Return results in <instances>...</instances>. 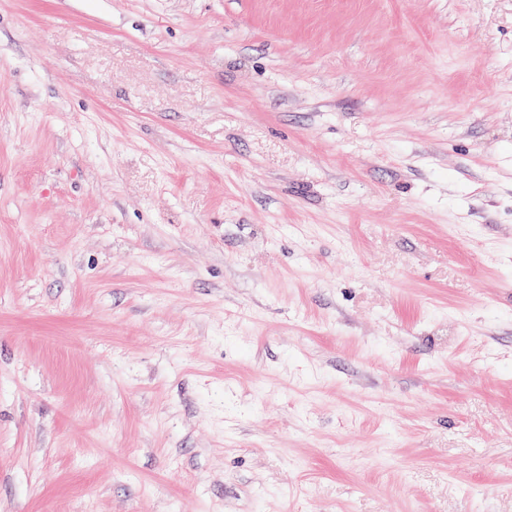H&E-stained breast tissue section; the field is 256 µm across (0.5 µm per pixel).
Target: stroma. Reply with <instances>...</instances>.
Returning <instances> with one entry per match:
<instances>
[{
    "label": "stroma",
    "mask_w": 512,
    "mask_h": 512,
    "mask_svg": "<svg viewBox=\"0 0 512 512\" xmlns=\"http://www.w3.org/2000/svg\"><path fill=\"white\" fill-rule=\"evenodd\" d=\"M0 512H512V0H0Z\"/></svg>",
    "instance_id": "1"
}]
</instances>
